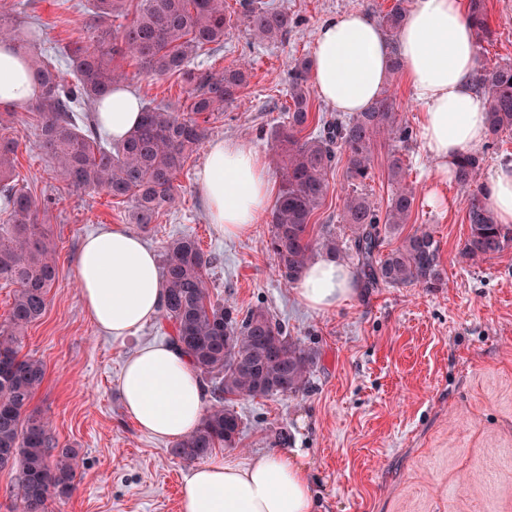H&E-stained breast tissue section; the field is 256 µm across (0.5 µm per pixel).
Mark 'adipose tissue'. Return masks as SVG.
<instances>
[{
	"instance_id": "adipose-tissue-1",
	"label": "adipose tissue",
	"mask_w": 512,
	"mask_h": 512,
	"mask_svg": "<svg viewBox=\"0 0 512 512\" xmlns=\"http://www.w3.org/2000/svg\"><path fill=\"white\" fill-rule=\"evenodd\" d=\"M421 108L420 137L441 180L453 178L459 154L480 146L488 124L474 86L479 68L465 0H414L395 39L373 20L349 10L327 17L312 44L311 77L336 111H364L381 94L392 58ZM35 93L32 74L9 42H0V107ZM140 120V99L120 86L98 107L102 131L124 137ZM210 223L234 238L259 223L277 195L260 152L233 140L209 148L198 181ZM483 191L497 220L512 224V162L500 163ZM80 300L99 330L116 338L136 334L164 304L158 258L137 235L112 225L88 237L77 256ZM352 271L327 255L315 258L295 284L298 299L316 312L335 310L357 294ZM128 415L142 431L166 439L191 432L205 410L203 383L190 358L164 345L138 349L119 381ZM299 451L241 462L216 455L186 476L181 512H315Z\"/></svg>"
}]
</instances>
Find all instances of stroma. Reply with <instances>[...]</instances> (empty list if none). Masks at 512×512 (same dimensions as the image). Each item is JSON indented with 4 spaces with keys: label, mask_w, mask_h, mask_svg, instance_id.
Masks as SVG:
<instances>
[{
    "label": "stroma",
    "mask_w": 512,
    "mask_h": 512,
    "mask_svg": "<svg viewBox=\"0 0 512 512\" xmlns=\"http://www.w3.org/2000/svg\"><path fill=\"white\" fill-rule=\"evenodd\" d=\"M273 2L298 21L285 40L261 43L239 27L225 36L223 48L195 59L201 70L246 68L247 81L236 103L211 116L205 142L177 177L175 203L142 235L158 253L173 238L197 240L215 259L208 278L212 301L239 314L264 307L288 336L318 353L305 391L235 400L241 441L234 453L245 460L274 452L278 434H286L288 448L300 452L309 471L317 512H512V245L477 263L462 257L469 233L465 204L454 183L435 179V165L415 135L421 109L402 74L389 76L384 93L413 137L380 140L371 174L358 187H350L345 164H338L310 222L314 233L348 239L343 212L353 189L386 210L393 190L389 158L399 153L415 192L402 235L419 227L432 231L440 243L442 287L364 288L336 310L315 312L278 276L266 249L269 220L232 239L208 221L196 178L210 142H243L277 171L270 132L287 120L293 60L310 55L328 16L357 10L374 18L394 4ZM486 9L495 39L478 49L479 61L512 63V0H487ZM31 17L41 23L42 50L86 41L87 0H0L6 22ZM113 64L141 102H185L180 80L140 75L129 54ZM23 120L17 183L36 199L55 200L39 220L56 245L58 281L44 315L20 340L23 353L45 368L33 408L49 419L59 447L78 452L75 489L50 512H181L190 463L171 454V441L135 427L118 387L127 357L140 346L167 343L171 327L157 319L135 336H107L86 317L79 298L81 241L124 223L128 205L99 190L67 189L39 146L36 117ZM433 192L441 204L430 205ZM402 235L388 237L385 249L399 245Z\"/></svg>",
    "instance_id": "1"
}]
</instances>
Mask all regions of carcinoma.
<instances>
[{
  "mask_svg": "<svg viewBox=\"0 0 512 512\" xmlns=\"http://www.w3.org/2000/svg\"><path fill=\"white\" fill-rule=\"evenodd\" d=\"M127 0H93L90 16L92 44L59 51L70 70L67 81L55 59L25 51L22 56L38 82L37 97L24 104L39 116V145L50 158L59 181L73 190L98 189L115 199H128V224L142 231L156 222L160 210L175 201L177 174L206 137L211 115L237 102L245 71L200 72L193 60L224 44L232 28L224 0H142L136 19L103 35L100 27L123 16ZM405 0L380 13L377 24L398 31L407 16ZM240 14L255 39L275 42L292 31L288 11L261 0H240ZM468 19L478 44L493 40L486 20L485 0H469ZM0 37L17 45L36 46L39 31L28 24H0ZM130 53L145 77L175 76L187 87L183 107L149 104L141 121L122 140L107 141L98 134L92 105L109 95L123 78L112 66L114 57ZM312 61L299 58L290 70L287 124L272 133L275 153L282 157L281 193L271 212L268 251L288 286L294 285L319 252L357 266L363 283L372 288L443 285L440 245L432 233L418 228L399 246L382 253L385 238L408 223L415 195L403 183L401 157L392 155L389 175L396 184L384 215L357 193L347 197L344 223L352 231L350 245L329 231L313 236L310 218L327 193L329 173L346 155V177L360 183L370 173L377 138L406 141L408 127L400 121L394 102L384 96L364 112L318 117L319 130L301 133L311 117L308 81ZM487 113L489 134L512 131V65L480 66L476 74ZM21 121L14 109L0 113V211L9 223L0 225V280L16 286L8 320L0 325V469L19 466L14 512H49L56 500L74 489L73 448L55 453L58 442L50 423L30 409L45 376L43 363L21 353L18 336L44 314L57 278L54 246L37 224L40 205L17 187L13 172L18 139L5 135ZM480 157L459 155L453 181L466 202L469 234L462 253L477 262L512 244V225L498 223L477 185ZM214 257L187 237L164 248L162 317L172 323L171 343L191 358L201 379L212 384L214 403L200 424L174 442L171 452L185 461L209 456L216 446L235 448L241 420L232 406L236 398L288 396L304 391L318 355L292 339L263 307L242 315L209 300L206 275Z\"/></svg>",
  "mask_w": 512,
  "mask_h": 512,
  "instance_id": "obj_1",
  "label": "carcinoma"
}]
</instances>
